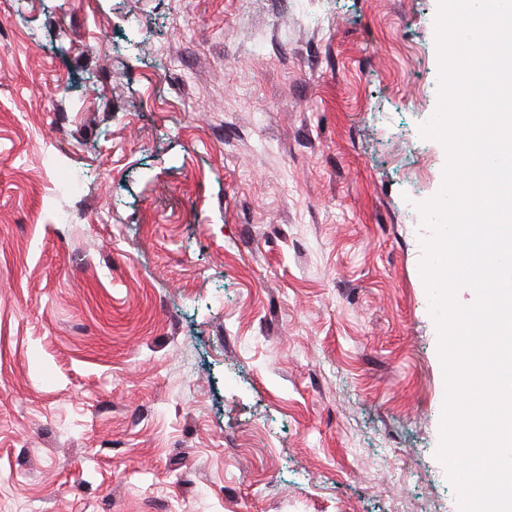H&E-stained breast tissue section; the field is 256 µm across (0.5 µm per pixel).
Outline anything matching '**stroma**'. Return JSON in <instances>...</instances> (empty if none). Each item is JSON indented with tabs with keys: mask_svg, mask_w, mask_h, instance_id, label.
<instances>
[{
	"mask_svg": "<svg viewBox=\"0 0 512 512\" xmlns=\"http://www.w3.org/2000/svg\"><path fill=\"white\" fill-rule=\"evenodd\" d=\"M15 2L0 512H459L439 0Z\"/></svg>",
	"mask_w": 512,
	"mask_h": 512,
	"instance_id": "35a3bbf8",
	"label": "stroma"
}]
</instances>
